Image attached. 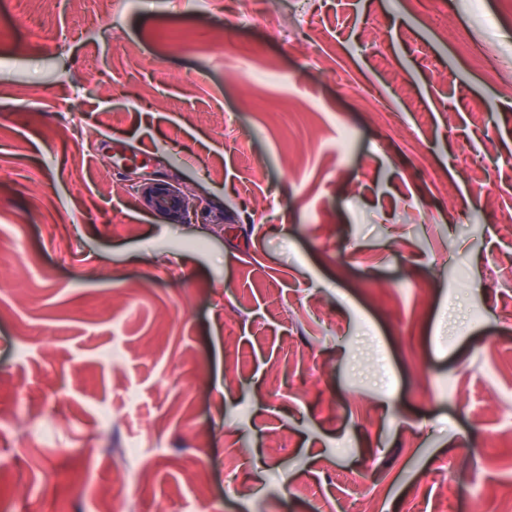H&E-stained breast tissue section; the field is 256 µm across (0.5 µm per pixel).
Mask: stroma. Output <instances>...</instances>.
<instances>
[{
	"instance_id": "1",
	"label": "stroma",
	"mask_w": 512,
	"mask_h": 512,
	"mask_svg": "<svg viewBox=\"0 0 512 512\" xmlns=\"http://www.w3.org/2000/svg\"><path fill=\"white\" fill-rule=\"evenodd\" d=\"M305 3L319 73L290 0H0V512H489L512 481V95L420 0ZM440 6L512 66V0ZM145 172L196 223L139 208Z\"/></svg>"
}]
</instances>
